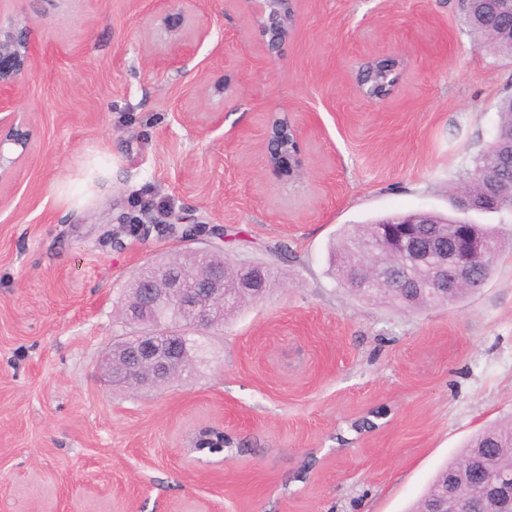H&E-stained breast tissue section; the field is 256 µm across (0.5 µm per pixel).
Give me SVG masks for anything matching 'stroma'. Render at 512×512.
Here are the masks:
<instances>
[{
	"label": "stroma",
	"instance_id": "35a3bbf8",
	"mask_svg": "<svg viewBox=\"0 0 512 512\" xmlns=\"http://www.w3.org/2000/svg\"><path fill=\"white\" fill-rule=\"evenodd\" d=\"M179 10L212 37L172 44L164 18ZM250 10L0 8L29 20L39 50L22 78L30 148L0 183V512H407L475 431L512 414L511 251L464 304L411 315L355 298L329 268L344 226L454 213L512 58L474 46L460 0H296L273 58ZM397 55L393 94L363 97L365 64ZM284 115L305 163L290 183L263 149ZM211 242L269 267L266 296L206 331L183 381L113 383L101 358L139 330L118 315L134 275ZM377 407L381 428L337 444ZM214 425L232 452H191Z\"/></svg>",
	"mask_w": 512,
	"mask_h": 512
}]
</instances>
